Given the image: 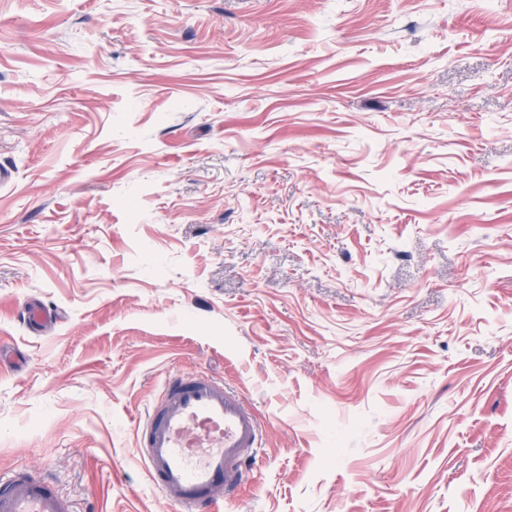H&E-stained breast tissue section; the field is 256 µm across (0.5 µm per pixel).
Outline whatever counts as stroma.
<instances>
[{"label":"stroma","instance_id":"1","mask_svg":"<svg viewBox=\"0 0 512 512\" xmlns=\"http://www.w3.org/2000/svg\"><path fill=\"white\" fill-rule=\"evenodd\" d=\"M1 164L0 475L178 512L190 373L221 512H512V0H0ZM138 447L161 492L183 512H213L218 492L241 484L245 450L261 423L220 379L183 375L149 405Z\"/></svg>","mask_w":512,"mask_h":512}]
</instances>
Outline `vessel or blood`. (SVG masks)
Returning <instances> with one entry per match:
<instances>
[{"mask_svg": "<svg viewBox=\"0 0 512 512\" xmlns=\"http://www.w3.org/2000/svg\"><path fill=\"white\" fill-rule=\"evenodd\" d=\"M262 433L242 394L222 380L184 375L169 382L138 428V447L161 492L181 512H211L223 489L245 477L246 449ZM0 512H71L44 479L0 477Z\"/></svg>", "mask_w": 512, "mask_h": 512, "instance_id": "obj_1", "label": "vessel or blood"}]
</instances>
